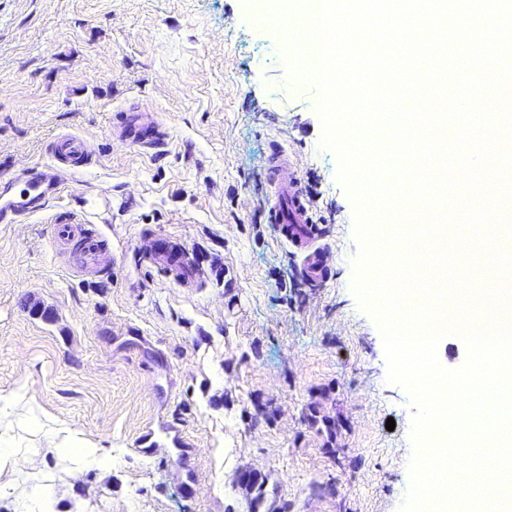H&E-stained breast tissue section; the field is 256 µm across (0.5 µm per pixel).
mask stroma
Returning <instances> with one entry per match:
<instances>
[{
    "instance_id": "35a3bbf8",
    "label": "stroma",
    "mask_w": 512,
    "mask_h": 512,
    "mask_svg": "<svg viewBox=\"0 0 512 512\" xmlns=\"http://www.w3.org/2000/svg\"><path fill=\"white\" fill-rule=\"evenodd\" d=\"M258 0H0V175L24 183L82 137L87 167L59 170V196L0 224V395L25 391L35 415L111 449L112 467L71 469L26 441L34 468L0 469V512H250L237 481L261 472L268 512H401L413 411L388 383L375 317L352 289L356 215L322 148L319 90L288 78L282 30ZM150 109L168 133L141 150L115 138L119 112ZM291 154L314 180L310 208L332 249L319 288L267 221L264 160ZM92 225L115 268L59 253L54 219ZM208 267L184 284L149 264L157 235ZM394 430H387V421ZM179 422L198 480L177 458L148 459V425Z\"/></svg>"
}]
</instances>
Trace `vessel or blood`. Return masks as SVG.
I'll return each instance as SVG.
<instances>
[{"label": "vessel or blood", "instance_id": "b4317fda", "mask_svg": "<svg viewBox=\"0 0 512 512\" xmlns=\"http://www.w3.org/2000/svg\"><path fill=\"white\" fill-rule=\"evenodd\" d=\"M115 135L126 138L142 149H152L162 144L164 133L156 113L133 111L121 115L112 126ZM53 155L60 161H71L74 167L89 163L87 146L83 139L65 135L54 144ZM267 167L269 183L273 188L268 220L276 224L282 239L302 253V275L308 286L322 287L331 277V248L316 224L306 200V193L296 173V164L283 147L272 149ZM30 189L36 190L40 204H47L55 198L60 188L47 171L32 175ZM82 235V224L67 214L55 219V241L59 248L68 247ZM151 262L166 266L182 282H189L202 271L198 259L176 238L155 240L149 251ZM142 456L165 459L175 455L189 458L193 448L182 428L167 423L163 431L145 427L136 443Z\"/></svg>", "mask_w": 512, "mask_h": 512}]
</instances>
